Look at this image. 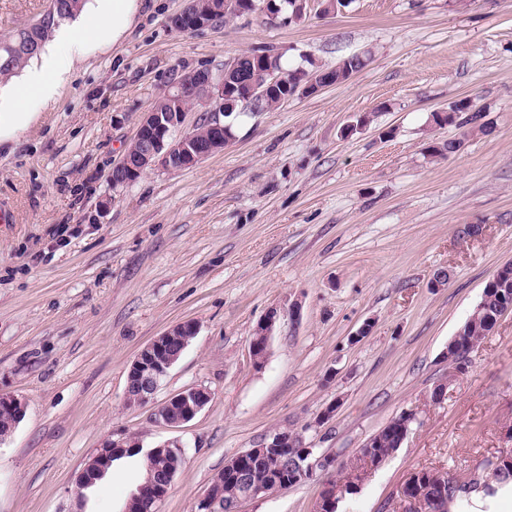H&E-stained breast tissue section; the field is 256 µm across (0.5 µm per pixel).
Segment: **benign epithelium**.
I'll list each match as a JSON object with an SVG mask.
<instances>
[{"mask_svg": "<svg viewBox=\"0 0 512 512\" xmlns=\"http://www.w3.org/2000/svg\"><path fill=\"white\" fill-rule=\"evenodd\" d=\"M170 27L174 30L196 31L214 25L213 11L204 8L199 0H187L186 6L169 19ZM277 78L259 85L256 76L246 74L237 81V98L245 102H254L271 88L275 87ZM203 88L206 94L198 100L208 112V123L211 135L206 141H200L191 131H183L184 113L157 112L150 110L142 113L135 141L139 149L134 157L127 155L112 166L110 180L112 186H120L132 180L136 175L152 168L165 170H182L191 168L201 160L224 150V74L215 73L209 68L197 69L173 81L164 96L171 100H180L191 89ZM512 284V263L497 269L494 277L488 282L489 288H506ZM280 314L271 310L258 323L250 339V355L255 364L259 365L266 357L269 340L279 320ZM197 334V325L192 321L178 323L145 345L130 365L127 374L125 401L130 407L143 406L150 403L154 395L169 373V370L179 360L182 353ZM211 394L204 388H188L173 396L155 411V419L167 427H180L191 421L210 402ZM12 415V421L4 430H0V441L4 440L23 419L26 412V402L14 395L0 392V412ZM416 419V412L407 410L394 421L401 439H406L411 431V424ZM304 448L302 438L288 430H276L265 439L259 448H250L233 457L230 463L240 466L242 459L248 456H268L278 454L279 473L292 477V482H305L316 473L328 474L334 464V458L328 455L317 456L313 449ZM144 451L145 457L156 454L171 455V460L159 475L152 468H147V474L130 502L146 504L151 507L158 504L167 494L171 483L182 468L184 457L178 450V445L166 442L153 448L143 449L139 440L126 438L118 441H107L95 456L85 465L79 475V487L86 488L97 479L103 477L112 466L113 457L122 452ZM245 492L229 505L224 504V489L222 486H209L206 494L198 503V512H215V506L223 505L224 512H239L240 504L262 496L263 489L252 484L248 478L242 479ZM350 486L328 478L323 483L316 512H336L339 497L347 492Z\"/></svg>", "mask_w": 512, "mask_h": 512, "instance_id": "obj_1", "label": "benign epithelium"}]
</instances>
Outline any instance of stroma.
Segmentation results:
<instances>
[{
    "instance_id": "obj_1",
    "label": "stroma",
    "mask_w": 512,
    "mask_h": 512,
    "mask_svg": "<svg viewBox=\"0 0 512 512\" xmlns=\"http://www.w3.org/2000/svg\"><path fill=\"white\" fill-rule=\"evenodd\" d=\"M319 3L286 25L260 5L178 32L168 20L186 0H135L121 36L85 41L55 96L0 142V392L27 405L0 441V512H124L142 466L82 491L76 480L105 441L127 436L181 447L158 512H197L227 461L277 429L332 455L337 479L371 436L416 410L402 446L337 512H406L411 474L462 476L512 453V312L456 380L444 357L512 262V0H350L328 14ZM263 48L291 69L356 54L366 65L228 117L229 144L194 167L113 187V164L171 82ZM464 99L490 132L430 154L459 133L433 113ZM441 268L450 280L431 287ZM272 309L280 319L257 366L249 341ZM183 321L198 334L153 404L127 407L136 354ZM192 387L210 392L204 410L178 428L155 422V405ZM323 481L241 512H315Z\"/></svg>"
}]
</instances>
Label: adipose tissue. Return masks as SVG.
<instances>
[{"instance_id":"1","label":"adipose tissue","mask_w":512,"mask_h":512,"mask_svg":"<svg viewBox=\"0 0 512 512\" xmlns=\"http://www.w3.org/2000/svg\"><path fill=\"white\" fill-rule=\"evenodd\" d=\"M132 3L133 0H97L103 22L92 31L104 38L120 36L126 27ZM92 31L76 29L71 36L68 52L48 50L43 53L40 68L31 70L25 77L26 97H12L8 109L0 111V135L17 132L29 125L33 108L49 99L55 81L68 71L73 52Z\"/></svg>"}]
</instances>
